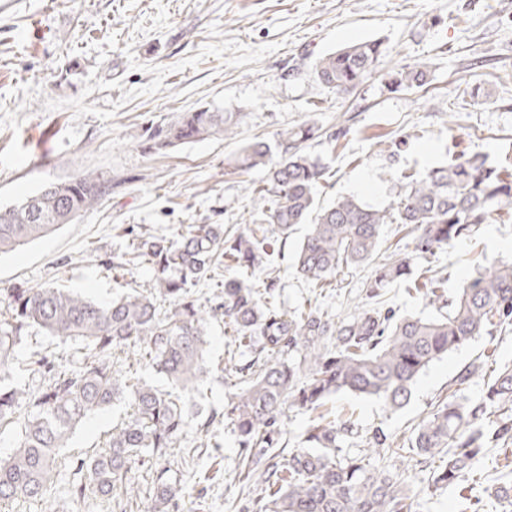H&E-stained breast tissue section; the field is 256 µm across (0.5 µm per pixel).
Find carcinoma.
I'll return each mask as SVG.
<instances>
[{
    "label": "carcinoma",
    "instance_id": "carcinoma-1",
    "mask_svg": "<svg viewBox=\"0 0 512 512\" xmlns=\"http://www.w3.org/2000/svg\"><path fill=\"white\" fill-rule=\"evenodd\" d=\"M382 43L363 41L319 58L313 75L326 87L350 92L383 66ZM427 65L405 63L387 72L394 91L423 86ZM241 112L201 107L177 120L142 128L140 145L156 152L206 139L238 126ZM310 131L280 135L278 151L262 141L244 146L235 168L266 170L256 187L260 224L282 238L293 226L308 225L293 267L307 282L323 287L341 271L372 261L386 224L412 226L415 251L432 254L469 237L503 210H512V171L493 165L484 154L461 152L421 173L396 176L399 193L390 207L367 206L341 196L328 206L316 201V188L328 166L303 152L298 143ZM109 189L104 176L84 172L68 181H50L20 203L0 208V253L39 238L95 209ZM224 268L256 267L268 257L265 238L254 231L224 237L222 224H188L170 236L142 233L132 257L111 253L108 268L135 260L154 273L155 292L127 293L108 302L63 288L0 289V434L14 439L0 458V502L41 501L56 493L57 459L71 447L77 426L92 412L123 402L131 413L112 426L99 449L75 456L65 494L73 503L90 495L109 496L144 463L155 468L151 512H169L185 496L173 475L170 449L195 429L214 435L216 415L199 420L206 405L204 384L210 321L230 325L238 346L258 353L259 370L245 388L224 405L238 446L245 449L238 467L245 482L265 475L261 512H414L404 473L375 469L364 456H341L339 442L353 434L349 421L318 422L303 435L306 447L289 453L286 463L273 461L267 449L278 447L279 419L285 406L315 410L341 392L375 397L397 411L406 406L412 387L431 362L483 335L495 324L512 327V264H494L472 277L448 300L447 311L431 319L399 320L376 309L336 323L316 310L289 314L271 301L274 284L259 289L247 278L224 277V290L211 312L204 313L190 287L215 277L219 258ZM410 259H391L366 283L367 295L404 281ZM169 303L165 313L157 297ZM37 330L72 340L83 358L65 371L43 356L35 361L48 377L33 388L15 374L16 347ZM131 348L166 381L160 388L141 377L112 372V355ZM299 349L303 360L290 363L276 355ZM472 370L459 374L455 389L423 420L414 436L389 443L377 433L374 444L385 454H406L426 462L440 459L432 474L436 485L481 484L485 447L512 440V366H503L487 384L483 400L471 407L458 397Z\"/></svg>",
    "mask_w": 512,
    "mask_h": 512
}]
</instances>
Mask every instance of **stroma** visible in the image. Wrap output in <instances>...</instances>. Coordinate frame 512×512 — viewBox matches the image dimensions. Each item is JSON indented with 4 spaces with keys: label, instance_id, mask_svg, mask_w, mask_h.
<instances>
[{
    "label": "stroma",
    "instance_id": "1",
    "mask_svg": "<svg viewBox=\"0 0 512 512\" xmlns=\"http://www.w3.org/2000/svg\"><path fill=\"white\" fill-rule=\"evenodd\" d=\"M366 40L382 41L384 71L345 93L314 78L320 57ZM415 60L428 66L425 85L391 91L386 70ZM203 105L245 117L224 135L142 152L137 135L147 121H170ZM340 115L349 132L335 140ZM303 125L316 130L304 152L329 166L316 189L324 204L353 195L389 207L398 192L393 173L424 170L449 151L512 158V0H0V206L83 172L112 181L95 210L0 255V288L51 285L98 301L153 289L147 265L109 270L100 256L131 251L137 232L161 236L181 224H220L235 234L249 227L253 189L265 172L237 173L230 161L254 140L273 145L280 132ZM305 232L299 225L288 238H271L269 265L248 275L274 279L281 308L317 309L339 321L366 307V281L393 254L412 255L413 277L443 281L450 294L486 265L512 263V212L427 257L413 256L410 230L388 224L372 263L344 270L321 290L292 267ZM376 303L398 318L439 313L430 292L408 291L403 282L384 288ZM491 348L498 364L512 365V331L493 329L431 363L395 412L349 392L316 411L288 408L281 425L288 447L300 448L321 416L353 422L355 434L341 444L350 455L378 430L409 438L459 372L474 371L462 398L482 399L493 373L484 358ZM208 350L219 366L209 378L210 404L220 414L236 368L250 357L220 319L209 325ZM35 352L63 368L82 356L73 341L32 332L17 353L26 359ZM220 433L219 450L197 452L193 432L172 449L174 461L194 458L184 476L188 494L174 512H252L264 485L257 477L240 481L230 421ZM406 468L415 512L466 507L458 489L433 485L432 465L411 461ZM154 477L146 464L133 484L82 506L55 494L0 512H149Z\"/></svg>",
    "mask_w": 512,
    "mask_h": 512
}]
</instances>
